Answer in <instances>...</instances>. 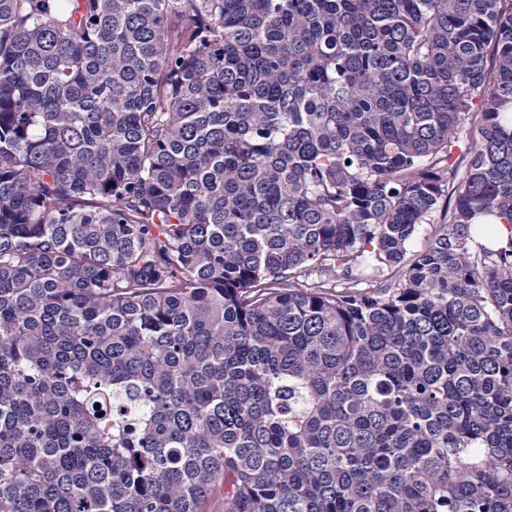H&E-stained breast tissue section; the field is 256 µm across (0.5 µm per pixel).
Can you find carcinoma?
<instances>
[{
  "label": "carcinoma",
  "instance_id": "1",
  "mask_svg": "<svg viewBox=\"0 0 512 512\" xmlns=\"http://www.w3.org/2000/svg\"><path fill=\"white\" fill-rule=\"evenodd\" d=\"M498 221L512 0H0V512H512Z\"/></svg>",
  "mask_w": 512,
  "mask_h": 512
}]
</instances>
